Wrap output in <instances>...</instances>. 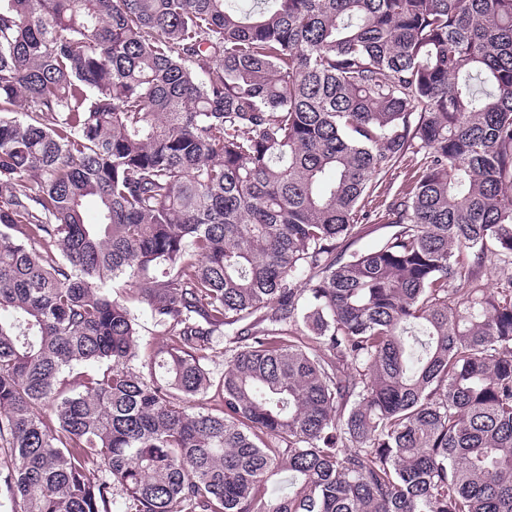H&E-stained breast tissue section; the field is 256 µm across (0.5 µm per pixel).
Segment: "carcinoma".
Segmentation results:
<instances>
[{"label":"carcinoma","mask_w":512,"mask_h":512,"mask_svg":"<svg viewBox=\"0 0 512 512\" xmlns=\"http://www.w3.org/2000/svg\"><path fill=\"white\" fill-rule=\"evenodd\" d=\"M232 2L0 0V495L512 512V0ZM375 195H379V193L374 194L375 201L371 205V210H375L376 207V211L369 213L366 218L360 216L358 224L364 225H362L359 235L351 241L352 245L349 251L370 249L376 246L391 230L387 224H383L382 219L384 218H380L384 213V206H380L383 204L380 201L385 197H375ZM133 311L139 323L140 341L144 344L159 341L161 336H157L158 329L154 326L146 305H138Z\"/></svg>","instance_id":"carcinoma-1"}]
</instances>
